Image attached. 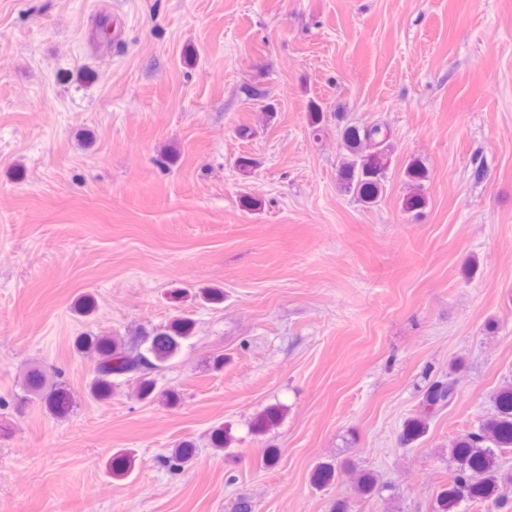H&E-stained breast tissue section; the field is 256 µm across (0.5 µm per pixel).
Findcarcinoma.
Here are the masks:
<instances>
[{
  "label": "carcinoma",
  "instance_id": "cac0c4a2",
  "mask_svg": "<svg viewBox=\"0 0 512 512\" xmlns=\"http://www.w3.org/2000/svg\"><path fill=\"white\" fill-rule=\"evenodd\" d=\"M342 162L338 170L339 186L365 208L381 201L387 168L378 165L373 153L390 156L388 136L378 125L347 124L341 129ZM404 175L409 192L403 200V209L415 212L424 208L426 197L424 182L429 174L424 163L414 158L405 168ZM192 323L186 318L172 321L162 330L142 339L141 345L126 348L110 336H95L83 342V348L97 352L99 362L90 383L89 393L97 400L106 399L115 377H133L138 380V396L146 399L155 390L152 372L164 369L180 351L182 342L191 333ZM27 391L44 402L54 415L63 417L71 408V399L61 386H49L43 373L32 369L27 374ZM457 399L455 379L451 376L431 382L423 393L417 414L404 422L402 437L412 443L423 437L434 415ZM492 412L478 429L468 432L448 446V462L453 466L448 487L436 497V512H456L463 502L491 503L497 512H512V496L502 484L503 458L498 452L512 447V384L504 386L491 396ZM281 408L270 406L253 422V430L264 432L277 424ZM197 448L184 442L167 459L171 469H178L192 461ZM336 477V466L323 462L316 466L311 481L317 486L330 484Z\"/></svg>",
  "mask_w": 512,
  "mask_h": 512
}]
</instances>
